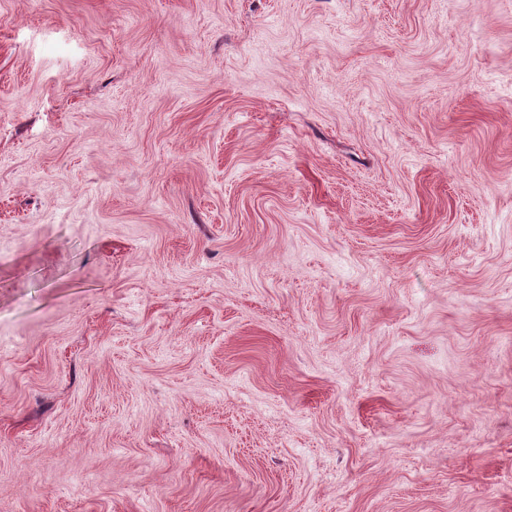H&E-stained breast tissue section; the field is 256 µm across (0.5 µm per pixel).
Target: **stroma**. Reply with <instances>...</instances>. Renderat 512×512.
I'll list each match as a JSON object with an SVG mask.
<instances>
[{
	"label": "stroma",
	"instance_id": "stroma-1",
	"mask_svg": "<svg viewBox=\"0 0 512 512\" xmlns=\"http://www.w3.org/2000/svg\"><path fill=\"white\" fill-rule=\"evenodd\" d=\"M0 512H512V0H0Z\"/></svg>",
	"mask_w": 512,
	"mask_h": 512
}]
</instances>
